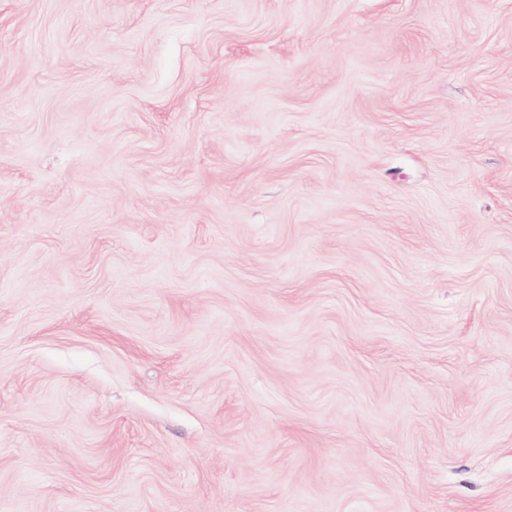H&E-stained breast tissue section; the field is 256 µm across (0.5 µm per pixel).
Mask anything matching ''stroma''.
Instances as JSON below:
<instances>
[{"label": "stroma", "mask_w": 512, "mask_h": 512, "mask_svg": "<svg viewBox=\"0 0 512 512\" xmlns=\"http://www.w3.org/2000/svg\"><path fill=\"white\" fill-rule=\"evenodd\" d=\"M0 512H512V0H0Z\"/></svg>", "instance_id": "stroma-1"}]
</instances>
